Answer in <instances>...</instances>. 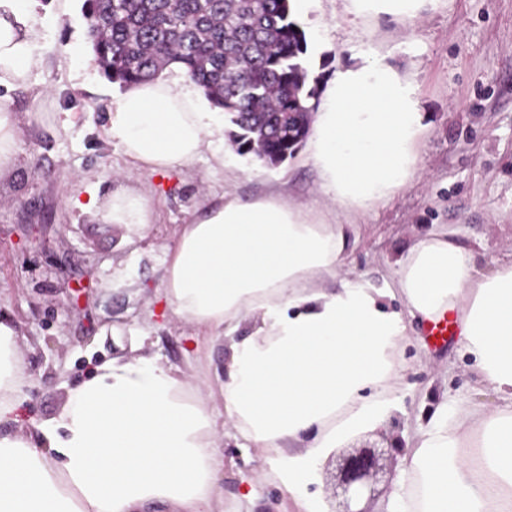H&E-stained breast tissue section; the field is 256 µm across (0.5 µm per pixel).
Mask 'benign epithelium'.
Segmentation results:
<instances>
[{
  "label": "benign epithelium",
  "instance_id": "benign-epithelium-1",
  "mask_svg": "<svg viewBox=\"0 0 512 512\" xmlns=\"http://www.w3.org/2000/svg\"><path fill=\"white\" fill-rule=\"evenodd\" d=\"M393 466L391 449L385 447H354L339 453L329 480L330 497L337 503L331 512H372L356 505L362 500L369 504L379 495L378 484Z\"/></svg>",
  "mask_w": 512,
  "mask_h": 512
}]
</instances>
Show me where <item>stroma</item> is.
Here are the masks:
<instances>
[{
    "mask_svg": "<svg viewBox=\"0 0 512 512\" xmlns=\"http://www.w3.org/2000/svg\"><path fill=\"white\" fill-rule=\"evenodd\" d=\"M44 25L30 80L11 90L15 111L69 112L70 126L22 127L20 156L0 180V321L18 326L28 384L20 417L51 418L66 397L63 380L91 375L139 334L169 365L216 383L224 347L209 344L175 315L165 297L166 258L180 225L231 194L248 202L270 196L304 207L314 220L349 224L341 273L383 287L397 262L427 234L445 230L490 271L512 258V0H423L410 20L356 15L350 0H311L302 28L310 77L328 87L338 70L373 54L415 88L424 129L413 144L415 170L404 186L364 206L334 200L308 148L267 168L231 146V125L216 114L210 144L193 163L165 173L137 169L104 134L121 96L93 61L84 0H33ZM140 194L151 222L127 237L96 222L91 196ZM396 384L403 409L358 445L399 448L380 485L391 495L409 467L407 442L448 403L494 408L496 394L478 384L456 338L433 343L412 322ZM226 512L254 480L253 512H296L262 453L244 447L233 427L219 441Z\"/></svg>",
    "mask_w": 512,
    "mask_h": 512,
    "instance_id": "stroma-1",
    "label": "stroma"
}]
</instances>
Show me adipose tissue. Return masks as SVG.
Masks as SVG:
<instances>
[{"label":"adipose tissue","mask_w":512,"mask_h":512,"mask_svg":"<svg viewBox=\"0 0 512 512\" xmlns=\"http://www.w3.org/2000/svg\"><path fill=\"white\" fill-rule=\"evenodd\" d=\"M30 0H0V87L24 84L39 33ZM415 90L383 59L337 72L319 106L310 147L335 199L363 206L410 178L422 114ZM0 96V177L12 172L22 120ZM202 90L162 78L130 86L105 126L139 168L190 164L211 133ZM101 224L128 233L150 222L131 191L87 204ZM341 224L311 222L278 198L229 196L183 225L167 266L175 314L230 363L217 392L142 354L141 342L67 391L56 414L15 425L23 387L19 332L0 322V512H218L217 433L232 425L301 512H327L308 495L323 462L400 410L395 352L408 319L455 313L458 343L480 385L503 406L440 405L419 427L410 467L388 512H512V261L488 272L448 232L419 239L399 261L394 287L339 278ZM333 289H325L329 280ZM399 298L402 310L386 302ZM250 321L246 335L241 322Z\"/></svg>","instance_id":"ef3b65f1"}]
</instances>
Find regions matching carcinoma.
<instances>
[{
    "label": "carcinoma",
    "instance_id": "carcinoma-1",
    "mask_svg": "<svg viewBox=\"0 0 512 512\" xmlns=\"http://www.w3.org/2000/svg\"><path fill=\"white\" fill-rule=\"evenodd\" d=\"M94 59L112 83L178 64L228 116L229 140L271 168L306 141L319 91L291 0H85Z\"/></svg>",
    "mask_w": 512,
    "mask_h": 512
}]
</instances>
